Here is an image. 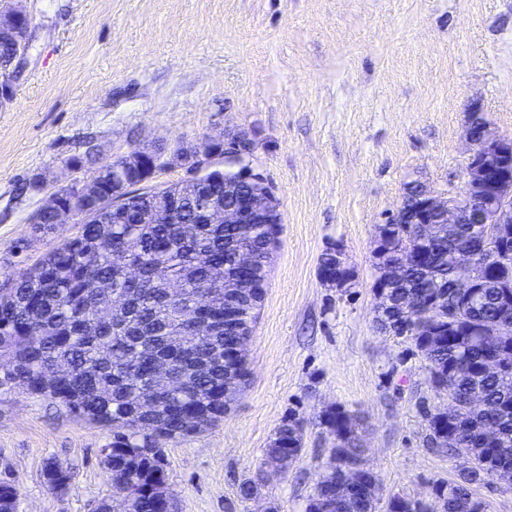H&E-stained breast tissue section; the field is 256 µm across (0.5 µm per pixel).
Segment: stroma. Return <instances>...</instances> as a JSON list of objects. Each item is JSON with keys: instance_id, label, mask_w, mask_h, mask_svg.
I'll return each mask as SVG.
<instances>
[{"instance_id": "1", "label": "stroma", "mask_w": 512, "mask_h": 512, "mask_svg": "<svg viewBox=\"0 0 512 512\" xmlns=\"http://www.w3.org/2000/svg\"><path fill=\"white\" fill-rule=\"evenodd\" d=\"M17 3L33 37L0 109V281L76 233L61 224L16 251L50 192L137 150L164 160L152 180L163 187L189 175L177 149L246 132L280 205L248 385L223 420L164 446L175 512H304L332 464L321 417L336 406L360 420L383 497L431 500L462 460L426 446L424 410L445 396L406 339L374 322L376 227L407 183L460 186L472 110L512 137V0H0V11ZM35 178L42 190L22 193ZM332 246L351 288L319 276ZM292 413L302 456L240 499ZM111 440L58 402L0 391V481L17 486L19 512L111 498ZM51 462L73 473L66 491L48 486Z\"/></svg>"}]
</instances>
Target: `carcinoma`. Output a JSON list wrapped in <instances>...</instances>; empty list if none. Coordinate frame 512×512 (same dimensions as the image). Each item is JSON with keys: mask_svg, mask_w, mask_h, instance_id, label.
<instances>
[{"mask_svg": "<svg viewBox=\"0 0 512 512\" xmlns=\"http://www.w3.org/2000/svg\"><path fill=\"white\" fill-rule=\"evenodd\" d=\"M119 158L98 170L102 185L94 201L74 206L92 218L72 237L47 252L31 267L0 283V387L20 385L48 396L78 418L110 425L112 442L103 448V462L112 481L133 482L129 512H164L165 506L145 487L165 472L163 444L191 433L190 416L200 429L215 425L231 410L247 375L246 355L233 356V345L252 335L278 244V224H199L188 206L195 191L181 184L138 191L140 180L128 171L112 180ZM136 216L162 204L170 211L166 224H114L112 201ZM490 225L438 224L429 244H422L414 224H387L389 249L376 270L387 268L392 288L389 305L376 311L379 328L404 336L425 361L429 381L450 392L456 413L426 418L428 439L439 451L461 455L464 463L452 481L434 488L446 512H487L474 487L488 483L485 472L512 469V235L489 241L476 277L477 300L459 295L462 274L448 268V250L482 238ZM135 265L132 281L124 268ZM241 274L252 281L251 303L234 326L218 333L224 307L196 309L195 298L223 292L216 278ZM183 288L178 296L167 285ZM126 295L122 314L94 331L86 323L109 293ZM168 359L182 377L181 387L153 396L151 380L157 359ZM62 364L67 377L47 383L46 372ZM482 407L469 408L471 397ZM497 435L483 434L486 423ZM322 423L343 433L332 451L336 471L317 482L305 512H378L381 501L376 474L366 469L370 492L361 498L348 488L342 471L363 461L359 422L340 407ZM289 442L298 456L303 426L290 416L276 430L266 449V475L278 477L273 461L279 443ZM44 476L55 491L69 488L73 474H58L48 463ZM18 498L16 486L0 482V512ZM387 512H432L422 499L393 496Z\"/></svg>", "mask_w": 512, "mask_h": 512, "instance_id": "1", "label": "carcinoma"}]
</instances>
